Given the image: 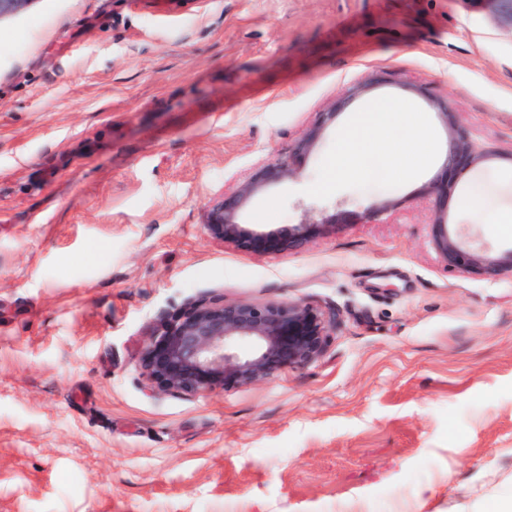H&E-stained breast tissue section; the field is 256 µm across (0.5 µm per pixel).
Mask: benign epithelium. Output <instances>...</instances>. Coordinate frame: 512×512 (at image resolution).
Wrapping results in <instances>:
<instances>
[{
	"label": "benign epithelium",
	"instance_id": "benign-epithelium-1",
	"mask_svg": "<svg viewBox=\"0 0 512 512\" xmlns=\"http://www.w3.org/2000/svg\"><path fill=\"white\" fill-rule=\"evenodd\" d=\"M34 0H0V19L23 13ZM385 81L373 71L336 98L331 109L318 114L308 133L286 157H278L256 169L237 190L224 195L207 210L209 234L238 247L255 251L295 252L320 235L342 224L369 223L390 211L394 204L380 202L361 213L342 211L322 221L293 224L286 229L258 232L239 223L240 212L263 188L293 176L321 133L359 95ZM450 138L440 172L426 186L433 203L431 244L449 269H460L486 280L512 272V250L496 254L476 250L453 234L443 220L456 178L483 161L488 152L455 127L448 99L433 101ZM336 328V316H326L307 303L226 301L201 296L148 328L141 350L140 367L146 388L153 392L196 396L226 385L249 386L273 380L289 368H304L318 360ZM247 343V353L239 345Z\"/></svg>",
	"mask_w": 512,
	"mask_h": 512
}]
</instances>
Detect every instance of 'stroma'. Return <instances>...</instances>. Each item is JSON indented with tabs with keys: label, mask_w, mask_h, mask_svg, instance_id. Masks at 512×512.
I'll list each match as a JSON object with an SVG mask.
<instances>
[{
	"label": "stroma",
	"mask_w": 512,
	"mask_h": 512,
	"mask_svg": "<svg viewBox=\"0 0 512 512\" xmlns=\"http://www.w3.org/2000/svg\"><path fill=\"white\" fill-rule=\"evenodd\" d=\"M375 69L389 83L239 221L393 210L299 253L211 238L208 205ZM434 96L490 152L448 225L511 250L490 219L512 209V30L476 0H35L0 20V512H467L512 495V275L447 269L431 247L424 187L449 139ZM380 100L422 119L431 160L333 176ZM202 295L303 301L336 329L270 382L149 392L148 327Z\"/></svg>",
	"instance_id": "1"
}]
</instances>
